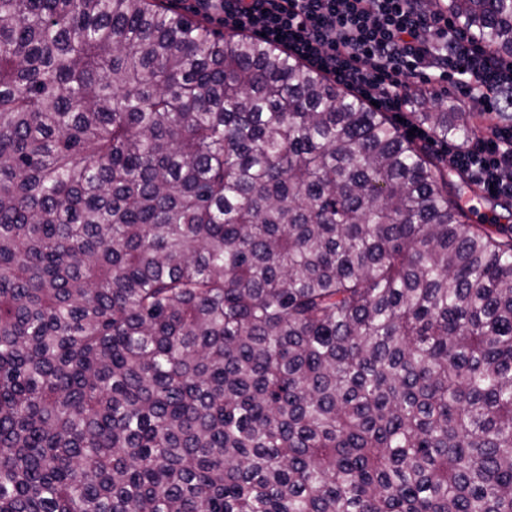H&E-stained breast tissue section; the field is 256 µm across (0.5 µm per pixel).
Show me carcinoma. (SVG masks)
Listing matches in <instances>:
<instances>
[{
	"instance_id": "1",
	"label": "carcinoma",
	"mask_w": 512,
	"mask_h": 512,
	"mask_svg": "<svg viewBox=\"0 0 512 512\" xmlns=\"http://www.w3.org/2000/svg\"><path fill=\"white\" fill-rule=\"evenodd\" d=\"M450 186L207 16L0 0V512H512V225Z\"/></svg>"
}]
</instances>
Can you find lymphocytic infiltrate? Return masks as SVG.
I'll return each instance as SVG.
<instances>
[{
	"label": "lymphocytic infiltrate",
	"instance_id": "f902f5d3",
	"mask_svg": "<svg viewBox=\"0 0 512 512\" xmlns=\"http://www.w3.org/2000/svg\"><path fill=\"white\" fill-rule=\"evenodd\" d=\"M223 6L224 26L263 36L336 85L402 115L416 139L406 80L452 82L468 111L487 120L484 134L448 148L450 166L493 196L512 199V124L497 122L512 110V54L488 51L478 33L446 9L424 0H200Z\"/></svg>",
	"mask_w": 512,
	"mask_h": 512
}]
</instances>
